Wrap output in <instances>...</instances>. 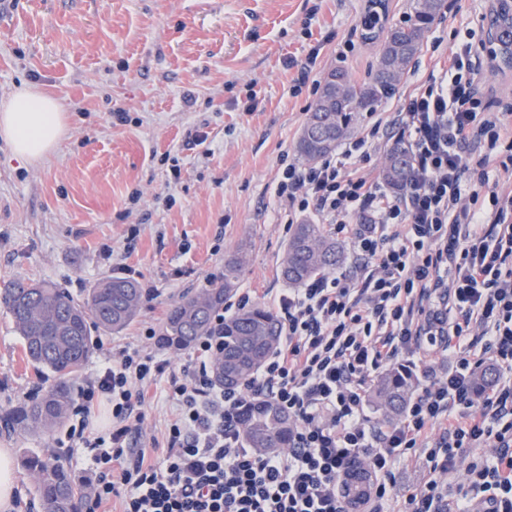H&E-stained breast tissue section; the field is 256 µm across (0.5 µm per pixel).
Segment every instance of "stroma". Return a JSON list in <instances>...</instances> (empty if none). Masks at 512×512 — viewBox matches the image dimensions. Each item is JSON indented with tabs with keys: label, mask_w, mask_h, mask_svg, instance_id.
Wrapping results in <instances>:
<instances>
[{
	"label": "stroma",
	"mask_w": 512,
	"mask_h": 512,
	"mask_svg": "<svg viewBox=\"0 0 512 512\" xmlns=\"http://www.w3.org/2000/svg\"><path fill=\"white\" fill-rule=\"evenodd\" d=\"M367 0H0V101L30 85L54 97L67 129L38 162L18 159L0 138V282L50 283L85 299L116 264L130 266L144 304L123 330H93L90 378L126 348L157 353L180 373L187 352L145 342L184 295L222 280L224 261L245 252L238 281L252 302L286 288L278 263L291 235L281 223L274 186L281 158L296 145L316 102L317 82L336 68L363 81L378 50L357 27ZM316 19H309L310 9ZM355 48L341 55L344 41ZM454 44L447 16L431 26L380 112L440 73ZM311 82L291 88L310 52ZM256 109H249V98ZM124 111L125 121L112 117ZM204 127L205 145L184 143ZM177 155L172 177L166 154ZM138 204H131L132 193ZM175 205H167V196ZM51 380L24 356L0 306V448L10 449L18 504L37 512L35 481L23 467L50 455L86 487L96 480L91 452L59 448L50 434L6 425ZM178 407L152 390L139 441L164 446Z\"/></svg>",
	"instance_id": "35a3bbf8"
}]
</instances>
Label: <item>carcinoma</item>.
<instances>
[{
    "label": "carcinoma",
    "instance_id": "cac0c4a2",
    "mask_svg": "<svg viewBox=\"0 0 512 512\" xmlns=\"http://www.w3.org/2000/svg\"><path fill=\"white\" fill-rule=\"evenodd\" d=\"M386 0H368L358 27L361 38L379 46L377 67L368 80L356 83L343 70L323 78L321 91L297 144L298 154L309 162L336 150L363 112L395 89L397 80L412 62L434 21L447 8L446 0H410V13L400 24L385 19ZM492 25L497 44L494 58L512 67V3L500 0ZM412 158L405 147L393 146L382 170L383 184L392 193L402 192L411 174ZM340 243L320 224L294 225L280 261V274L290 284L304 283L342 260ZM245 266L238 254L224 263V278L188 294L167 314L162 344L184 351L204 336L219 337L212 369H224L226 390L241 386L277 345L278 321L268 308L243 309L220 325L214 318L236 286ZM143 303L142 288L131 279H106L91 289L85 301L75 300L65 289L24 281L0 288V304L9 312L21 339L27 361L52 375L53 383L33 395L13 414L23 428L48 433L60 426L74 404V377L94 352L90 324L105 332H118L136 316ZM409 388L396 371L381 375L369 398L396 417L407 400ZM292 424L288 414L272 403L253 404L243 412V438L260 452L288 447ZM25 469L36 478L40 512H77L84 489L55 458L30 455Z\"/></svg>",
    "mask_w": 512,
    "mask_h": 512
}]
</instances>
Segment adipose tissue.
I'll return each mask as SVG.
<instances>
[{"label":"adipose tissue","instance_id":"1","mask_svg":"<svg viewBox=\"0 0 512 512\" xmlns=\"http://www.w3.org/2000/svg\"><path fill=\"white\" fill-rule=\"evenodd\" d=\"M64 117L56 99L24 86L0 105V137L25 161L45 158L58 145Z\"/></svg>","mask_w":512,"mask_h":512}]
</instances>
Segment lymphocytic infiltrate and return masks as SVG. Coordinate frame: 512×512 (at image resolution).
I'll list each match as a JSON object with an SVG mask.
<instances>
[{"label":"lymphocytic infiltrate","mask_w":512,"mask_h":512,"mask_svg":"<svg viewBox=\"0 0 512 512\" xmlns=\"http://www.w3.org/2000/svg\"><path fill=\"white\" fill-rule=\"evenodd\" d=\"M483 49L475 29L457 30L446 68L394 119L280 168L281 217L333 225L357 263L273 298L280 341L243 388L214 382L212 336L181 375L125 349L85 382L65 440L92 452L86 512L115 494L122 512H349L356 468L372 478L363 512H512V113L482 78ZM384 134L413 157L398 194L370 167ZM486 363L498 370L488 390L475 381ZM386 369L411 383L395 419L371 416L367 398ZM163 376L179 412L166 448H141L143 388ZM255 402L288 414L287 448L247 447L241 417ZM103 403L111 424L98 433ZM413 458L425 475L399 493Z\"/></svg>","instance_id":"lymphocytic-infiltrate-1"}]
</instances>
